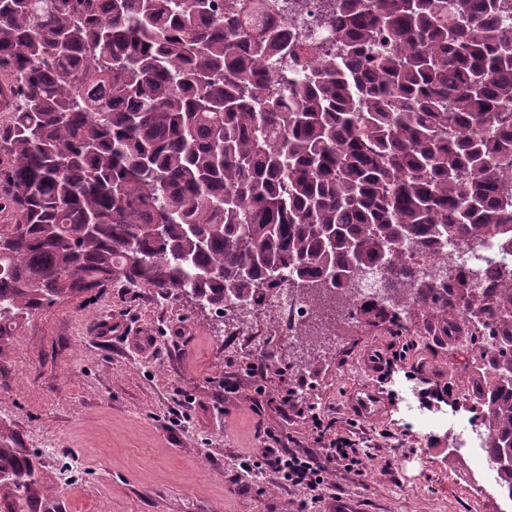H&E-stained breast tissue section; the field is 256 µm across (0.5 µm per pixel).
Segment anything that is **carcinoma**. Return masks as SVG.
Masks as SVG:
<instances>
[{
	"mask_svg": "<svg viewBox=\"0 0 512 512\" xmlns=\"http://www.w3.org/2000/svg\"><path fill=\"white\" fill-rule=\"evenodd\" d=\"M499 0H340L346 52L298 62L276 93L262 69L279 37L256 0H0V352L19 320L125 282L224 317L291 288L320 309L379 267L404 328L456 317L448 289L402 267L452 241L512 249V31ZM477 295L455 276L466 326L506 335L471 388L489 458L512 494V266ZM0 433V497L39 485Z\"/></svg>",
	"mask_w": 512,
	"mask_h": 512,
	"instance_id": "cac0c4a2",
	"label": "carcinoma"
}]
</instances>
